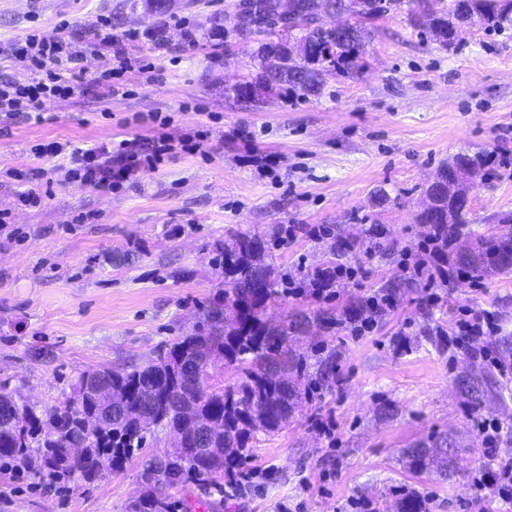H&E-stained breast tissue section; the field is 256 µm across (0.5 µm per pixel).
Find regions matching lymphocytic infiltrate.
Listing matches in <instances>:
<instances>
[{
  "label": "lymphocytic infiltrate",
  "mask_w": 512,
  "mask_h": 512,
  "mask_svg": "<svg viewBox=\"0 0 512 512\" xmlns=\"http://www.w3.org/2000/svg\"><path fill=\"white\" fill-rule=\"evenodd\" d=\"M118 44L119 40L112 31V20L104 15L78 39L72 38L61 28L52 35L33 31L20 42L9 44L7 54L24 56L34 69L39 70L40 75L22 80L0 72V113L12 120L27 116L43 100L69 97L74 91L72 64L78 63L83 55L95 52L98 48H112L121 66H128L129 61L125 59L123 51L119 50ZM157 121L164 129L163 134L138 151L126 139L85 147L55 141L33 145L32 150L38 155L68 157L72 179L112 190L130 181L141 169L155 168L175 146H189L188 136L175 138L167 134L170 116H158ZM410 269L413 274L426 278L433 285L449 280L457 273L456 268L446 266L445 249L432 238L428 239L419 253L414 254ZM498 329L497 318L493 313L466 309L454 324L452 343L457 349L470 350L477 361L489 364L505 376L512 372V367L501 362L489 347L482 344L484 338Z\"/></svg>",
  "instance_id": "obj_1"
}]
</instances>
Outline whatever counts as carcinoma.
Listing matches in <instances>:
<instances>
[{"instance_id":"obj_1","label":"carcinoma","mask_w":512,"mask_h":512,"mask_svg":"<svg viewBox=\"0 0 512 512\" xmlns=\"http://www.w3.org/2000/svg\"><path fill=\"white\" fill-rule=\"evenodd\" d=\"M151 17L171 12L166 0H132ZM343 11L355 22L343 29L321 24L324 12ZM407 13L411 22L439 45L454 41L462 16L496 30L512 25V0H239L225 19L239 33L263 34L256 56L262 84L287 87L307 97L322 90L323 74L351 75L363 65L365 24L391 13ZM299 31L295 45L266 36ZM489 158L482 152L460 154L444 166L425 190L433 210L420 216L441 237L470 224L471 208L448 203L450 181L485 176ZM478 255H453L451 262L480 271L492 256L507 273L501 252L509 241L482 242ZM212 262L224 274V295L203 309L190 332L160 345L146 365L91 368L78 379L73 399L36 410L13 394L0 392V476L26 474L52 484L89 482L120 471L146 450L147 435L162 430L179 434L173 449L143 462L144 490L128 512H193L170 490L187 483L210 484L224 491L226 469L249 456L256 433H275L288 424L298 393L288 374L304 376L302 359L288 348V325H273L268 309L290 282L269 262L267 242L239 236L231 251L213 246ZM311 288L336 287V264L315 267ZM235 365L243 380L224 387L213 383L219 366ZM413 467L444 473L448 449L421 448L408 453Z\"/></svg>"}]
</instances>
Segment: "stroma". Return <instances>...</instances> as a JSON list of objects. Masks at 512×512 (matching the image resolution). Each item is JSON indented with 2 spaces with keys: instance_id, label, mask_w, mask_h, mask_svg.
Masks as SVG:
<instances>
[{
  "instance_id": "obj_1",
  "label": "stroma",
  "mask_w": 512,
  "mask_h": 512,
  "mask_svg": "<svg viewBox=\"0 0 512 512\" xmlns=\"http://www.w3.org/2000/svg\"><path fill=\"white\" fill-rule=\"evenodd\" d=\"M231 2L174 6L160 47L144 35L155 18L128 0H0L1 43L33 28L56 32L63 22L77 36L98 16L117 14L113 32L132 61L112 89L98 87L113 63L112 49L100 48L77 65L71 97L41 105V122L0 124V382L43 408L69 399L88 369L148 363L162 340L189 330L223 294L224 277L211 264L216 241L270 239L290 226L294 235L273 261L299 291L270 312L307 317L291 344L316 386L303 390L287 426L250 440L243 467L258 475L242 490L221 495L189 484L174 497L212 503L213 512H277L284 502L301 512H347L356 498L395 512L413 493L427 512H462L487 464L482 419L500 422L499 446L512 452V385L455 351L448 333L460 308L493 312L500 330L488 343L512 362V273L449 281L429 306L423 280L401 264L426 238V187L460 153L485 151L493 173L469 185L473 221L459 244L512 233V26L466 28L443 49L391 14L375 22L353 76L326 73L316 96L279 87L252 101L234 89L261 73L257 39L225 33ZM187 26L196 27V43L184 41ZM130 30L141 38L125 40ZM155 112L172 117L173 135H195L198 148L175 150L118 191L75 182L68 160L30 150L54 140L143 144L159 132ZM27 193L36 203L22 202ZM81 214L86 223H77ZM374 224L386 231L377 244ZM342 240L357 251L332 255ZM128 251L134 263H113ZM333 257L356 276L316 295L306 276ZM393 283L396 306L353 338L342 319L349 302ZM328 357L336 376L316 382ZM322 422L331 435L320 432ZM443 438L447 476L412 467L407 449ZM141 471L135 459L71 488L0 479V512H126Z\"/></svg>"
}]
</instances>
